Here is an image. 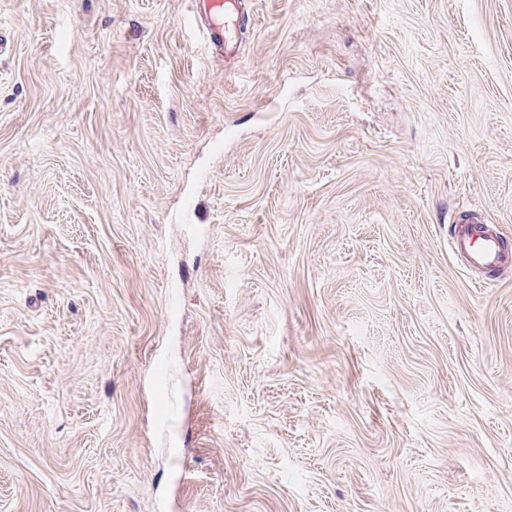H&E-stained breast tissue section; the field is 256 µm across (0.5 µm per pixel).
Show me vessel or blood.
<instances>
[{
	"instance_id": "b4317fda",
	"label": "vessel or blood",
	"mask_w": 512,
	"mask_h": 512,
	"mask_svg": "<svg viewBox=\"0 0 512 512\" xmlns=\"http://www.w3.org/2000/svg\"><path fill=\"white\" fill-rule=\"evenodd\" d=\"M213 0H190L191 13H205L209 22L205 29L208 45L234 55L240 50L241 32L245 18L239 9V0H224L222 12H215ZM451 249L463 259L466 268L489 272L512 265V250L505 240L487 232L483 224L473 216L460 219L453 226Z\"/></svg>"
}]
</instances>
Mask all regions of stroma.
<instances>
[{"label": "stroma", "instance_id": "35a3bbf8", "mask_svg": "<svg viewBox=\"0 0 512 512\" xmlns=\"http://www.w3.org/2000/svg\"><path fill=\"white\" fill-rule=\"evenodd\" d=\"M0 0V512H512V0ZM214 0H191L190 13L195 16L203 11L209 18L205 27L206 42L209 46L220 47L228 55H236L240 50L241 32L245 18L240 12L238 0H224V11L215 14ZM452 227V252L463 259L466 268L487 273L512 265V251L505 240L487 232L476 217L464 216Z\"/></svg>", "mask_w": 512, "mask_h": 512}]
</instances>
